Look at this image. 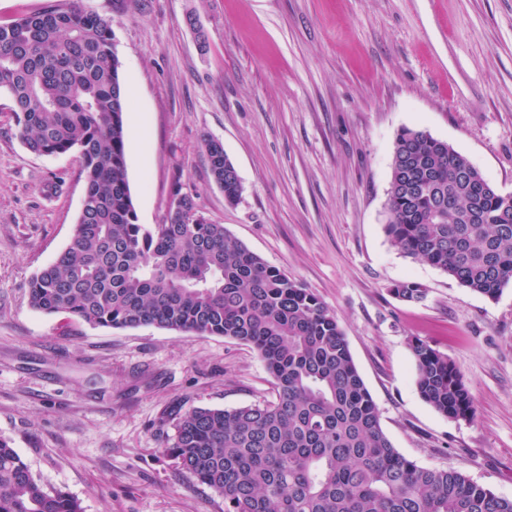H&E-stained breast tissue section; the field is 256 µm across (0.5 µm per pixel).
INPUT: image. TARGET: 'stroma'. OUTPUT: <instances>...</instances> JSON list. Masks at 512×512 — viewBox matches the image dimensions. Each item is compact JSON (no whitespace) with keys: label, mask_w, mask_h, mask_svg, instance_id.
<instances>
[{"label":"stroma","mask_w":512,"mask_h":512,"mask_svg":"<svg viewBox=\"0 0 512 512\" xmlns=\"http://www.w3.org/2000/svg\"><path fill=\"white\" fill-rule=\"evenodd\" d=\"M83 5L112 20L139 223H162L181 183L210 222L335 314L399 453L512 498V284L488 299L405 256L386 232L404 128L448 142L512 195V0ZM208 137L240 176L236 205L210 176ZM84 193L78 153H30L0 95V436L84 512H224L164 453L167 419L274 400V380L233 339L68 326L33 310L29 283L66 249ZM400 282L420 284L424 299L396 298ZM416 338L455 364L472 420L419 397Z\"/></svg>","instance_id":"stroma-1"}]
</instances>
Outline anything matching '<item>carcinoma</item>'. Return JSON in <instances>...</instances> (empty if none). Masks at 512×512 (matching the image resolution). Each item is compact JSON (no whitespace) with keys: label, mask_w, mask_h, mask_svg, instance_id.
Returning <instances> with one entry per match:
<instances>
[{"label":"carcinoma","mask_w":512,"mask_h":512,"mask_svg":"<svg viewBox=\"0 0 512 512\" xmlns=\"http://www.w3.org/2000/svg\"><path fill=\"white\" fill-rule=\"evenodd\" d=\"M112 19L79 0L0 24V93L19 137L39 156L80 154L85 196L72 239L29 284L43 314L113 329L155 326L251 345L276 400L172 417L164 452L224 498V512H512L455 470L420 467L384 433L379 410L336 316L269 266L177 186L164 222L138 223L125 160L127 102ZM209 171L236 203L238 172L214 139ZM386 232L403 253L490 299L512 284V202L469 159L422 130L396 136ZM392 292L420 301L425 289ZM420 398L469 421L474 398L448 355L411 343ZM0 512H83L48 489L0 436Z\"/></svg>","instance_id":"1"}]
</instances>
